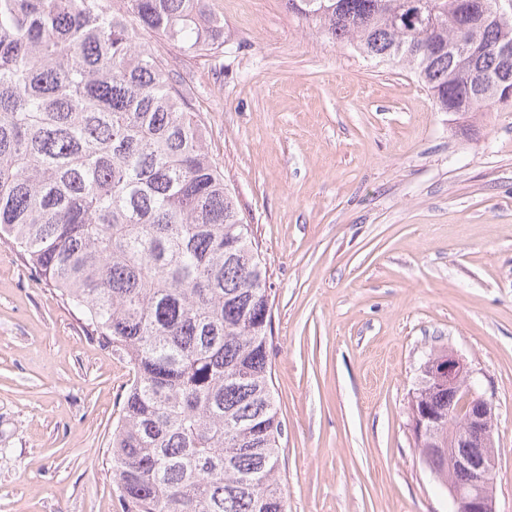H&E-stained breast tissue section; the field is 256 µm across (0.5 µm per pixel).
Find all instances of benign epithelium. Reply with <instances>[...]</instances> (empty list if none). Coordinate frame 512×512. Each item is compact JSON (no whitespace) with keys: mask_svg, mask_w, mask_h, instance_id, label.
<instances>
[{"mask_svg":"<svg viewBox=\"0 0 512 512\" xmlns=\"http://www.w3.org/2000/svg\"><path fill=\"white\" fill-rule=\"evenodd\" d=\"M428 386L450 398L448 406L414 410L410 430L424 461L437 478H448L455 512H496L494 475L495 406L478 393L473 371L453 350L434 354L427 363Z\"/></svg>","mask_w":512,"mask_h":512,"instance_id":"obj_1","label":"benign epithelium"}]
</instances>
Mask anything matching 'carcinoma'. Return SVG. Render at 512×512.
Masks as SVG:
<instances>
[{
	"mask_svg": "<svg viewBox=\"0 0 512 512\" xmlns=\"http://www.w3.org/2000/svg\"><path fill=\"white\" fill-rule=\"evenodd\" d=\"M409 2L286 5L413 71L440 112L503 105L512 13L416 0L425 30ZM223 38L207 0H0V237L132 366L112 433L127 512H286L267 269L159 53Z\"/></svg>",
	"mask_w": 512,
	"mask_h": 512,
	"instance_id": "cac0c4a2",
	"label": "carcinoma"
}]
</instances>
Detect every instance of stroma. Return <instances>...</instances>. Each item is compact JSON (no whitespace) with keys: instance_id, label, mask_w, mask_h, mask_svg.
<instances>
[{"instance_id":"1","label":"stroma","mask_w":512,"mask_h":512,"mask_svg":"<svg viewBox=\"0 0 512 512\" xmlns=\"http://www.w3.org/2000/svg\"><path fill=\"white\" fill-rule=\"evenodd\" d=\"M211 3L222 47L161 51L266 262L288 512H453L408 420L448 348L495 406L512 512V109L438 111L285 0ZM132 378L0 239V512H124L109 443Z\"/></svg>"}]
</instances>
